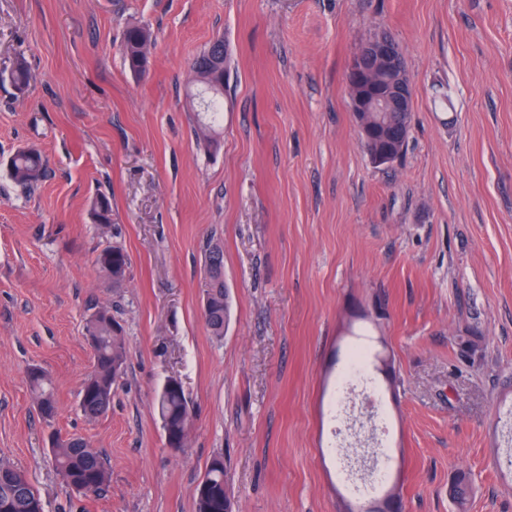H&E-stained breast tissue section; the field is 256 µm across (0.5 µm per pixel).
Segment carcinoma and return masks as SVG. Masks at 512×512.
Here are the masks:
<instances>
[{
  "label": "carcinoma",
  "instance_id": "cac0c4a2",
  "mask_svg": "<svg viewBox=\"0 0 512 512\" xmlns=\"http://www.w3.org/2000/svg\"><path fill=\"white\" fill-rule=\"evenodd\" d=\"M153 38L143 26H132L124 34L123 54L128 69L138 75L142 65L148 63ZM228 56L224 40L216 38L201 51L192 64V83L203 90L200 100H192L195 108L194 135L197 142L209 150L223 127L224 94L210 90L209 82L215 72L225 73ZM11 83L19 90L29 81V72L23 61L18 60L9 73ZM362 123L382 127L387 141L399 150L406 147L409 113L396 109L390 112H362ZM10 177L18 185L35 189L46 174V161L41 152L33 147L18 150L9 160ZM91 219L104 231L112 224V203L105 194L96 196L91 208ZM95 263L112 285L125 282L130 268L128 254L119 246L108 245L95 257ZM205 277L204 302L209 311L205 323L211 336L217 340L224 333L231 318L229 290L224 285V250L220 241L210 240L204 253ZM85 336L92 339L94 364L80 391L79 406L83 414L96 419L104 415L112 403L114 386L126 360L123 329L112 315V307L103 305L95 309L85 322ZM29 386L34 401L48 420L56 414V398L51 379L44 370L34 367L29 371ZM156 409L163 425L169 431H182L185 422L191 420L189 402L185 391L163 387L156 401ZM52 449L57 472L70 488L84 494L97 493L110 482V471L102 455L91 448L82 438L54 440ZM226 468L224 457L214 456L198 488L196 512H224V487ZM456 489L452 498L458 508L466 504L469 486L465 474L457 473ZM0 509L4 512H44L43 503L29 483L25 473L13 464L0 460Z\"/></svg>",
  "mask_w": 512,
  "mask_h": 512
}]
</instances>
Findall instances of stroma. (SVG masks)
I'll return each mask as SVG.
<instances>
[{"label": "stroma", "instance_id": "1", "mask_svg": "<svg viewBox=\"0 0 512 512\" xmlns=\"http://www.w3.org/2000/svg\"><path fill=\"white\" fill-rule=\"evenodd\" d=\"M134 25L153 33L141 76L120 52ZM379 30L414 88L407 149L382 166L346 82ZM218 37L232 67L205 151L191 66ZM27 145L48 164L32 192L8 170ZM213 237L232 301L219 342L200 288ZM109 244L130 258L119 288L95 264ZM105 302L126 362L90 420L84 324ZM356 346L370 408L339 386ZM34 366L53 380L50 420ZM172 377L193 411L177 451L155 409ZM511 409L512 0H0V460L44 512H196L218 452L233 512H345L382 457L395 512H512ZM53 434L104 456L105 491L62 483ZM91 219L98 224L104 232H108L112 224V203L105 194H99L93 200L91 208ZM29 386L34 401L38 405L44 417L53 419L56 414V398L51 379L40 367L31 368L29 371Z\"/></svg>", "mask_w": 512, "mask_h": 512}]
</instances>
